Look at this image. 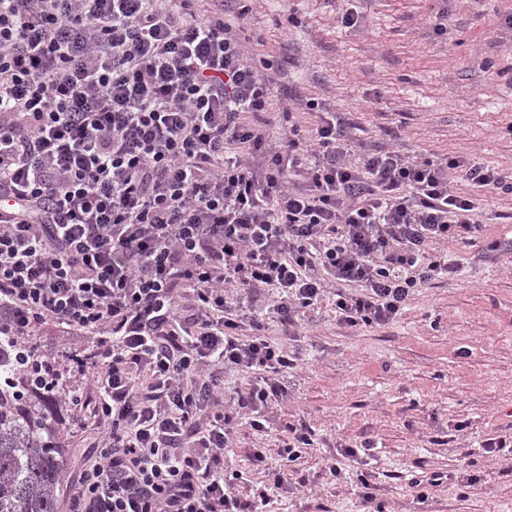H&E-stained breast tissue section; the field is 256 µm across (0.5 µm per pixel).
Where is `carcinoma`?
<instances>
[{
    "mask_svg": "<svg viewBox=\"0 0 512 512\" xmlns=\"http://www.w3.org/2000/svg\"><path fill=\"white\" fill-rule=\"evenodd\" d=\"M42 354L33 334L22 354L0 343V512H58L66 402L44 383ZM78 362L60 351L50 372L65 378Z\"/></svg>",
    "mask_w": 512,
    "mask_h": 512,
    "instance_id": "1",
    "label": "carcinoma"
}]
</instances>
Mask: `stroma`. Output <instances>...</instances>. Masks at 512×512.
<instances>
[{
	"label": "stroma",
	"instance_id": "1",
	"mask_svg": "<svg viewBox=\"0 0 512 512\" xmlns=\"http://www.w3.org/2000/svg\"><path fill=\"white\" fill-rule=\"evenodd\" d=\"M247 35L261 38L279 84L319 98L364 129L372 145L409 155H465L512 172V0H254ZM447 9L443 33L436 15ZM356 27L341 23L346 10ZM472 243H450L454 278L421 289L386 327L347 330L330 308L288 341L297 368L269 405V434L239 431L226 449L245 483L264 479L252 449L289 442L288 423L318 434L294 467L306 481L271 512H359L360 470L341 447L373 445L365 470L384 512H512V263L493 249L512 224V195L496 196ZM67 435L66 475L88 464L97 438L90 377ZM506 448L489 453V437ZM339 464L342 473L329 468ZM447 474L425 502L415 474Z\"/></svg>",
	"mask_w": 512,
	"mask_h": 512
}]
</instances>
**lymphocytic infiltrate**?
Masks as SVG:
<instances>
[{
    "instance_id": "f902f5d3",
    "label": "lymphocytic infiltrate",
    "mask_w": 512,
    "mask_h": 512,
    "mask_svg": "<svg viewBox=\"0 0 512 512\" xmlns=\"http://www.w3.org/2000/svg\"><path fill=\"white\" fill-rule=\"evenodd\" d=\"M246 0H0V328L95 344V457L68 512H264L224 476L268 432L283 337L330 304L385 327L457 272L512 172L366 146L344 113L272 111ZM315 118L305 126L301 114ZM475 187L463 196L455 180ZM253 378L224 399V376ZM272 485L313 444L306 423Z\"/></svg>"
}]
</instances>
